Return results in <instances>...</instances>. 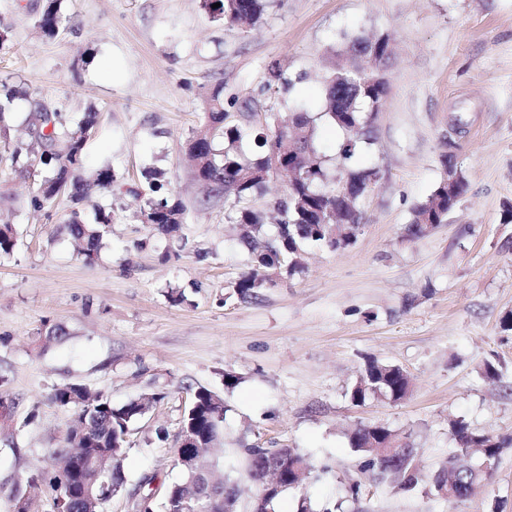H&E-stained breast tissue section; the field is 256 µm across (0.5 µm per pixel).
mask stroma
<instances>
[{
  "label": "stroma",
  "mask_w": 512,
  "mask_h": 512,
  "mask_svg": "<svg viewBox=\"0 0 512 512\" xmlns=\"http://www.w3.org/2000/svg\"><path fill=\"white\" fill-rule=\"evenodd\" d=\"M45 3L0 0V79L19 74L28 93L14 104L9 138L22 135L34 100L75 119L95 111L87 171L111 165L120 183L142 190L149 169L164 171L186 208L184 241L180 260L166 264L168 240L136 248L140 202L125 195L113 202L99 260L85 263L63 230L68 199L34 209L38 179L14 170L0 138V223L17 230L13 255L0 257V389L19 400L11 431L0 432V487L47 467L60 447L70 414L51 402L52 386L78 382L116 404L161 391L133 427L126 488L108 508L138 512L144 476L178 480L180 420L190 390L205 387L227 409L223 465L242 504L256 488L231 450L245 440L305 456L313 512H512V447L493 483L453 511L429 482L401 492L362 471L347 438L374 422L411 433L429 475L454 446L450 420L512 436V332L500 327L512 313V223L501 221L512 204V0H284L245 31L201 0H62L65 22L51 39L36 29ZM381 33L394 55L373 142L358 158L378 172L359 202L361 234L341 251L308 249L303 274L238 301L232 285L248 250L185 157L207 87L220 82L225 98L253 100L264 120L282 96L267 82L276 59L298 80L289 109L318 113L327 47L343 34ZM454 115L462 134L450 128ZM448 150L468 189L443 224L406 241ZM174 290L183 302H172ZM53 324L68 336L40 340ZM373 358L408 373L406 399L350 403ZM488 360L499 380L484 377ZM228 373L239 378L231 389ZM354 482L356 502L345 496Z\"/></svg>",
  "instance_id": "35a3bbf8"
}]
</instances>
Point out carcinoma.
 I'll use <instances>...</instances> for the list:
<instances>
[{
	"instance_id": "obj_1",
	"label": "carcinoma",
	"mask_w": 512,
	"mask_h": 512,
	"mask_svg": "<svg viewBox=\"0 0 512 512\" xmlns=\"http://www.w3.org/2000/svg\"><path fill=\"white\" fill-rule=\"evenodd\" d=\"M220 7L215 8L213 4ZM270 0H202V7L219 16L231 27H245L258 23ZM62 21L60 0H46L37 20V26L46 37H54ZM333 68L324 79V109L318 115L293 112L289 120L300 128L301 136L290 144L288 127L268 124L254 126L229 121L224 107V85L216 83L207 89L208 112L205 121L192 132L186 146L197 181L205 185L210 195L224 196L227 223L240 229V241L250 251L246 269L233 283L234 293L242 302H253L277 282L261 275L264 263L275 261L286 274L294 276L306 268L305 246L317 245L330 251L344 250L353 245L362 231L360 214L345 209L351 203L358 209L360 198L367 192L365 183L377 177V171L352 164L363 145L370 143V133L377 112L388 95L390 82L387 64L393 56L389 35L342 37L339 48L330 49ZM270 81L291 93L296 82L287 76L279 62L269 66ZM0 122L14 101L22 97L18 86L0 80ZM336 126L345 133L339 146L342 166L331 171L326 160L313 146L318 121ZM27 122L28 141H19L10 150L11 164L25 171L40 169L42 174L34 205L42 208L60 195H68L71 209L66 215L65 227L77 254L88 264L95 263L103 248V229L112 223V208L94 202L102 193L118 198L139 189L117 183L112 167L99 168L92 176L83 175L85 148L96 123L95 114L88 112L81 119L63 117L57 110H47L42 118L40 103L31 104ZM278 160L279 172L288 175V190L274 199L270 207L261 210L254 200L261 196L274 176L272 160ZM163 173L153 169L148 173L149 190L155 196L133 215L137 224L149 225V233L136 243L147 247L152 238L163 236L181 242L185 206L173 193L163 192ZM448 178L440 175L430 195L413 209L407 240L418 239L443 223L448 213L461 201L467 191V181L459 176L456 190L448 191ZM93 204L94 221L88 222L84 205ZM274 215L276 232L268 233L267 219ZM17 245L16 230L11 224H0V257L10 256ZM81 384L68 382L56 385L50 393L55 405L76 413L88 411L96 429L82 437L81 448H109L111 457L106 473L100 474L97 465H81L78 476L64 465L69 446L50 451L52 475L49 486L53 491L72 493L71 512H86L81 496L75 494L79 483L91 488V496L98 498L112 487H125L123 462L129 447L128 436L132 426L163 399L157 392L144 393L121 405L98 391L86 404L77 401ZM411 391V381L404 371L392 364L375 359L348 391L354 405L371 398L392 402L405 399ZM224 400L199 387L184 412L182 423L197 430L203 447L208 449L206 468L214 481L225 482L224 489L200 497L191 504L190 512H224V497L239 498L232 480L216 476L218 453L224 445ZM454 450L434 472L431 486L435 495L450 503H461L469 497V488L489 483L495 472L502 450L512 446V436H493L471 427L462 419L450 422ZM349 444L362 454L361 468L377 479L387 481L403 491L414 489L422 481V473L415 463V447L411 434H399L382 423L361 424L349 434ZM288 458L292 464L308 469L307 460L295 448H264L258 444L241 445L235 450L237 460L256 482L261 470L274 454ZM193 479L183 473V479L169 485L166 512H173L177 496L192 491Z\"/></svg>"
}]
</instances>
